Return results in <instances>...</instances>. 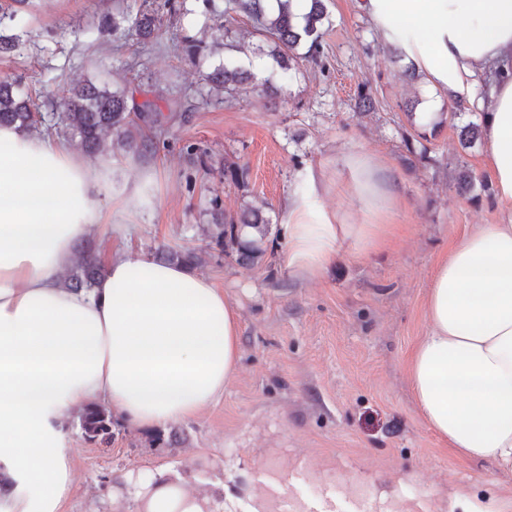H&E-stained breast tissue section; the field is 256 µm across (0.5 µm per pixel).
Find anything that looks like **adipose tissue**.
I'll return each instance as SVG.
<instances>
[{
    "label": "adipose tissue",
    "instance_id": "ef3b65f1",
    "mask_svg": "<svg viewBox=\"0 0 512 512\" xmlns=\"http://www.w3.org/2000/svg\"><path fill=\"white\" fill-rule=\"evenodd\" d=\"M381 41L434 87L487 111V165L512 209V0H360ZM487 86L486 97L476 95ZM349 189L370 224H340L304 198L288 202V265L325 272L350 238L379 247L395 192L384 165L352 159ZM105 164L45 135L0 125V471L8 512H64L71 469L65 416L93 401L147 430L198 414L222 395L240 355L223 289L184 266L116 252L93 288L64 273L98 229L124 227L130 198L104 203ZM429 331L407 364L425 424L456 454L512 468V223L456 241L427 292ZM40 450L31 460L29 447ZM142 512H205L176 482L151 480Z\"/></svg>",
    "mask_w": 512,
    "mask_h": 512
}]
</instances>
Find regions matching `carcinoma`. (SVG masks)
<instances>
[{"instance_id":"carcinoma-1","label":"carcinoma","mask_w":512,"mask_h":512,"mask_svg":"<svg viewBox=\"0 0 512 512\" xmlns=\"http://www.w3.org/2000/svg\"><path fill=\"white\" fill-rule=\"evenodd\" d=\"M28 0H11L0 9V55L16 51L22 42V34L15 32L14 21L17 10L14 6ZM242 12L250 17L256 31L272 41L278 51L282 79H288L289 71L303 62L318 64L322 46L323 27L329 22L324 0H311L310 8L295 21L291 0H277V12H267L260 0H232ZM171 13L180 10L178 0H164L163 5L150 7V0H143L137 11H128L112 18V30H124L138 41H148L158 35L161 26L160 9ZM252 79V74L230 62L224 63L208 75L213 89L228 95ZM128 88L99 87L91 82L70 89L62 100L55 126L46 131H55L65 136H78L84 150L94 155L101 151L102 137L112 134L113 141L128 150L138 153H153L157 149L160 113L145 102L136 107L129 104ZM35 104L30 96L19 91L18 81H0V124H16L23 129H38L42 124L34 120ZM213 223L211 231L218 240H235L246 228L254 229L259 238L240 245L237 261L253 262L261 253L260 239L268 233L261 209L249 206L238 218L224 214L218 199L211 201ZM104 266L97 258V251L90 248L82 257L80 272L73 275L69 287L88 289L103 274ZM85 439L92 444L109 445L112 442V412L105 407L92 404L79 415Z\"/></svg>"}]
</instances>
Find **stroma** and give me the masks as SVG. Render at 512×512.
I'll list each match as a JSON object with an SVG mask.
<instances>
[{
    "mask_svg": "<svg viewBox=\"0 0 512 512\" xmlns=\"http://www.w3.org/2000/svg\"><path fill=\"white\" fill-rule=\"evenodd\" d=\"M130 2L29 0L18 18L34 43L0 56V80H20L47 113L83 80L118 83L158 104L169 122L156 155L116 145L102 153L111 187L134 192L135 210L128 229H101L100 253H202L197 274L238 310L241 358L223 396L163 427L175 440L169 448L118 417L110 446L98 447L85 441L77 413L68 414L65 512H141L135 491L115 483L141 472L179 480L219 512H264V498L265 512H465L476 499L488 512H512V469L452 452L421 419L407 371L429 330L426 296L449 243L512 220L497 201L484 142L460 143L461 127L482 123V110L455 109L443 91L410 79L408 59L391 56L360 0H326L331 24L319 64L291 70L277 94L265 85L279 70L271 44L227 0H214L210 18L203 0H182L150 43L99 32L102 19ZM176 35L209 49L176 48ZM257 56L266 65L236 101L202 99L215 66ZM362 85L373 111L357 105ZM430 100L442 115L436 128L422 120ZM190 144L198 159L187 154ZM360 154L380 158L395 184L390 238L359 258L354 241L342 240L324 274L299 275L288 266L282 227L289 198H308L347 224L371 223L347 190L346 159ZM228 164L243 176L225 178ZM463 170L474 178L465 194L456 181ZM214 197L229 216L262 206L269 232L254 264L237 263V244L203 235Z\"/></svg>",
    "mask_w": 512,
    "mask_h": 512,
    "instance_id": "35a3bbf8",
    "label": "stroma"
}]
</instances>
